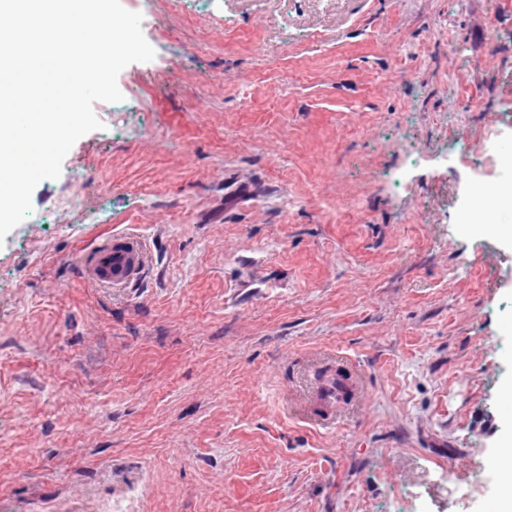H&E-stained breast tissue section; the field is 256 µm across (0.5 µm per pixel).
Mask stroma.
Segmentation results:
<instances>
[{
	"mask_svg": "<svg viewBox=\"0 0 512 512\" xmlns=\"http://www.w3.org/2000/svg\"><path fill=\"white\" fill-rule=\"evenodd\" d=\"M121 3L155 56L0 245V512H489L512 240L460 215L512 176V0ZM113 239L104 248L87 256L85 269L92 281L122 288L135 280L143 270L146 251L141 242L127 235L117 234ZM105 269L112 270V273L102 276ZM350 389H353L352 381L348 383L343 376L336 371H325L318 382L314 399L322 409L320 415H315L322 424H333L336 420L337 406L345 400Z\"/></svg>",
	"mask_w": 512,
	"mask_h": 512,
	"instance_id": "1",
	"label": "stroma"
}]
</instances>
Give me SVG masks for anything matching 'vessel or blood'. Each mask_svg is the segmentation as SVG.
<instances>
[{
    "mask_svg": "<svg viewBox=\"0 0 512 512\" xmlns=\"http://www.w3.org/2000/svg\"><path fill=\"white\" fill-rule=\"evenodd\" d=\"M146 264V251L141 242L126 235H115L113 241L87 256L85 269L88 277L112 288L127 286L141 273ZM351 389L343 376L333 371L324 372L318 382L314 399L321 408L320 423L336 420L337 407Z\"/></svg>",
    "mask_w": 512,
    "mask_h": 512,
    "instance_id": "vessel-or-blood-1",
    "label": "vessel or blood"
}]
</instances>
